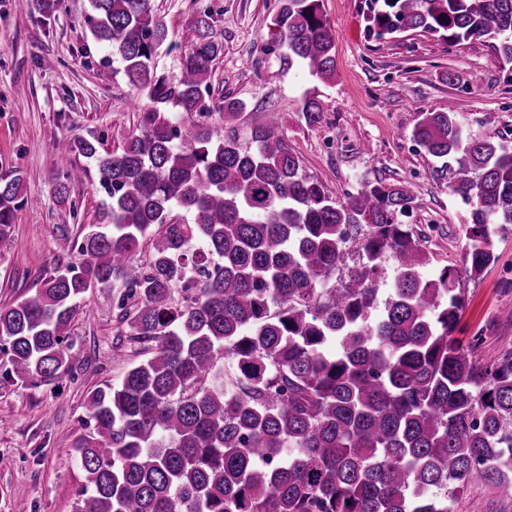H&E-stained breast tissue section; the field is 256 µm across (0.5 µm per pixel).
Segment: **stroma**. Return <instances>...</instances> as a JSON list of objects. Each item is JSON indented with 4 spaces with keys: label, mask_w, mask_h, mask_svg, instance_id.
I'll use <instances>...</instances> for the list:
<instances>
[{
    "label": "stroma",
    "mask_w": 512,
    "mask_h": 512,
    "mask_svg": "<svg viewBox=\"0 0 512 512\" xmlns=\"http://www.w3.org/2000/svg\"><path fill=\"white\" fill-rule=\"evenodd\" d=\"M279 0H155L169 29L171 51L156 59L168 79L194 18L212 15L223 51L212 67L210 104L241 100L243 127L279 113L284 137L304 173L337 197L376 179L406 187L414 201L405 221L423 237L427 273L462 265L471 206L440 191V164L412 138L421 113L455 109L487 136L512 139V62L488 42L448 44L419 32L378 42L369 37L366 0H323L336 41V78L321 81L288 64L271 36ZM88 0H54L51 12H20L0 0V177L19 174L35 205L16 213L11 238L0 243V304L20 299L57 266L80 262L85 225L98 221L107 195L92 163L64 158L54 143L77 136L112 151L135 129V94L87 24ZM314 97L322 120L300 114L303 95ZM88 169L72 184L69 201L54 192L70 167ZM497 259L482 277L462 281L466 336L490 329L478 356L489 361L512 343V232L494 241ZM120 289L93 291L81 302L70 330V352L82 361L75 375L39 385L0 386V512H75L86 486L73 445L89 433L85 403L92 391L119 383L138 361L139 344L119 319ZM450 512H512V497L475 479L449 504Z\"/></svg>",
    "instance_id": "obj_1"
}]
</instances>
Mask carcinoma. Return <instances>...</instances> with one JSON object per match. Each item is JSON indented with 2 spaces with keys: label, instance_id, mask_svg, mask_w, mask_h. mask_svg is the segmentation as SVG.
Masks as SVG:
<instances>
[{
  "label": "carcinoma",
  "instance_id": "obj_1",
  "mask_svg": "<svg viewBox=\"0 0 512 512\" xmlns=\"http://www.w3.org/2000/svg\"><path fill=\"white\" fill-rule=\"evenodd\" d=\"M322 2L281 0L271 26L288 62L330 80ZM89 5L92 37L150 105L112 152L57 145L94 161L102 223L86 227L83 262L0 306V384L49 382L80 363L66 345L80 300L124 289L121 321L146 359L89 395L94 429L73 455L90 495L76 512H449L473 478L512 488V349L482 364L484 337L454 336L461 278L478 279L496 261L493 237L512 230V144L473 132L451 105L420 114L413 139L443 161L445 188L474 202L463 268L427 276L421 235L398 221L406 189L366 182L339 199L303 173L276 113L245 145L242 101L224 99L212 122L204 92L223 46L210 13L193 20L172 82L155 69L168 29L154 0ZM364 20L379 41L490 39L512 61V0H368ZM300 112L321 121L308 94ZM24 203L21 178L0 177V241ZM349 243L360 265L337 282ZM221 361L232 371L211 385Z\"/></svg>",
  "mask_w": 512,
  "mask_h": 512
}]
</instances>
